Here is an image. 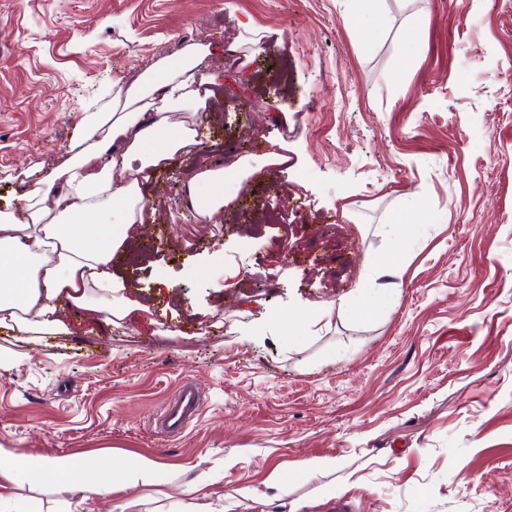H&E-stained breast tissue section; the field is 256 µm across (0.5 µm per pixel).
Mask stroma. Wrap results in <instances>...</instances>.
Listing matches in <instances>:
<instances>
[{
  "label": "stroma",
  "instance_id": "obj_1",
  "mask_svg": "<svg viewBox=\"0 0 512 512\" xmlns=\"http://www.w3.org/2000/svg\"><path fill=\"white\" fill-rule=\"evenodd\" d=\"M187 44L213 49L200 144L145 183L154 214L112 266L148 321L0 328L1 447L157 469L0 494L224 512L248 483L235 512H512V0H0V208L106 88ZM270 138L290 167L242 183L248 209L169 206L175 176ZM188 378L203 413L162 437Z\"/></svg>",
  "mask_w": 512,
  "mask_h": 512
}]
</instances>
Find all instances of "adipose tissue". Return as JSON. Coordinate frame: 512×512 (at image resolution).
<instances>
[{
  "label": "adipose tissue",
  "mask_w": 512,
  "mask_h": 512,
  "mask_svg": "<svg viewBox=\"0 0 512 512\" xmlns=\"http://www.w3.org/2000/svg\"><path fill=\"white\" fill-rule=\"evenodd\" d=\"M210 53V47L189 45L176 59L156 61L137 82L114 84L100 107L83 113L80 134L57 166L42 176L19 170L18 204L0 209V327L49 333L61 327L68 309L96 322L139 320V305L112 277V257L145 223L143 183L197 142L189 117L210 95L213 80L204 73ZM287 162L277 147L259 160L242 153L227 165H204L184 182L186 206L209 219L229 202L225 177L239 184L263 164ZM115 224L121 236H113ZM101 289L108 292L103 301L97 297ZM153 468L152 460L143 459L105 484L90 463L72 456L21 459L0 448V482L35 475L76 493L131 490Z\"/></svg>",
  "instance_id": "obj_1"
}]
</instances>
